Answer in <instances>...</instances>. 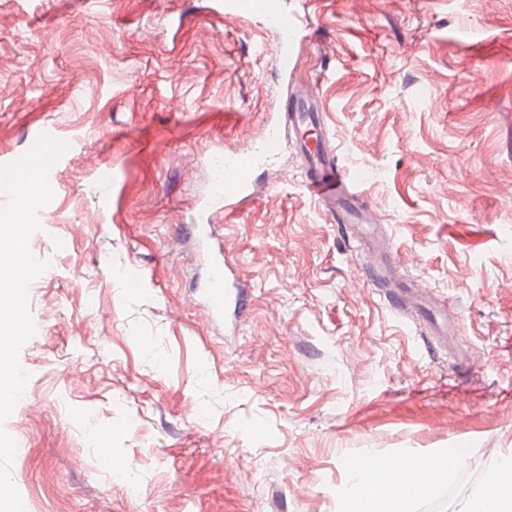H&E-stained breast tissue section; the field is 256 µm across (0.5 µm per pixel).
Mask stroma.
Instances as JSON below:
<instances>
[{"mask_svg":"<svg viewBox=\"0 0 512 512\" xmlns=\"http://www.w3.org/2000/svg\"><path fill=\"white\" fill-rule=\"evenodd\" d=\"M212 4L0 0V163L44 130L68 145L5 423L27 512H336L348 459L462 451L417 504L452 512L512 452V0H293L298 79L393 265L458 321L446 347L387 302L293 151L247 209H209L212 158L287 94L273 34ZM219 248L250 291L234 333L201 313Z\"/></svg>","mask_w":512,"mask_h":512,"instance_id":"obj_1","label":"stroma"}]
</instances>
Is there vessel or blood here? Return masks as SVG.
Returning a JSON list of instances; mask_svg holds the SVG:
<instances>
[{
    "label": "vessel or blood",
    "mask_w": 512,
    "mask_h": 512,
    "mask_svg": "<svg viewBox=\"0 0 512 512\" xmlns=\"http://www.w3.org/2000/svg\"><path fill=\"white\" fill-rule=\"evenodd\" d=\"M215 11L227 19L259 18L263 27L276 35L270 52L271 68L282 78H291L298 67L296 44L304 29L290 0H217ZM284 110L294 132L293 147L303 159L301 187L304 193L317 199L336 223L356 226L368 238L370 249L381 250L383 231L363 201V182L337 164L335 147L309 88L288 93ZM281 148L280 125L273 122L251 150L225 154L223 176L212 191L218 210L233 213L248 207L255 199L256 173L274 164ZM211 283L202 302L207 317L216 320L228 312L236 316L246 313L249 294L242 288L232 261L225 258L214 262ZM416 308L428 314L432 335L447 336L448 316L444 304L420 300Z\"/></svg>",
    "instance_id": "b4317fda"
}]
</instances>
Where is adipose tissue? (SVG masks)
I'll return each instance as SVG.
<instances>
[{
	"label": "adipose tissue",
	"instance_id": "adipose-tissue-1",
	"mask_svg": "<svg viewBox=\"0 0 512 512\" xmlns=\"http://www.w3.org/2000/svg\"><path fill=\"white\" fill-rule=\"evenodd\" d=\"M466 460L463 453L353 458L338 491L339 512H414L420 499L447 482L451 467ZM453 512H512V455L499 457Z\"/></svg>",
	"mask_w": 512,
	"mask_h": 512
}]
</instances>
